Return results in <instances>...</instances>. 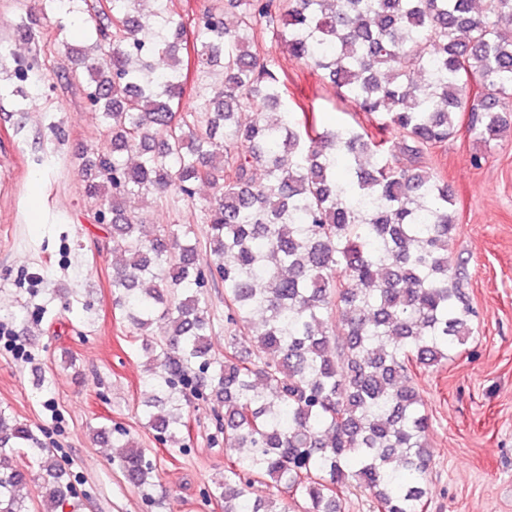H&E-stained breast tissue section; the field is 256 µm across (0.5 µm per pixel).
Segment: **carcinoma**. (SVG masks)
<instances>
[{
  "mask_svg": "<svg viewBox=\"0 0 512 512\" xmlns=\"http://www.w3.org/2000/svg\"><path fill=\"white\" fill-rule=\"evenodd\" d=\"M35 15L89 36L66 80L109 146L83 157L84 195L121 257L112 306L148 337L142 411L155 437L187 447L191 399L211 405L237 453L204 487L222 512H341L356 489L377 512H427L430 417L413 377L454 358L476 317L448 253L453 194L427 153L462 113L484 143L512 128V0H204L190 18L176 0H36ZM190 34L196 69L220 68L219 83L188 85ZM264 35L399 134L401 155L360 123L329 129L288 107L285 78L257 50ZM35 64L0 50L21 111ZM201 184L204 265L196 225L148 224L130 208L192 200ZM98 434L112 435L129 485L166 498L129 431ZM32 472L37 512H66L69 471L0 407V512H31L20 488ZM211 317L214 319V329L211 341L216 354L224 355V285L219 282L212 288H207Z\"/></svg>",
  "mask_w": 512,
  "mask_h": 512,
  "instance_id": "cac0c4a2",
  "label": "carcinoma"
}]
</instances>
